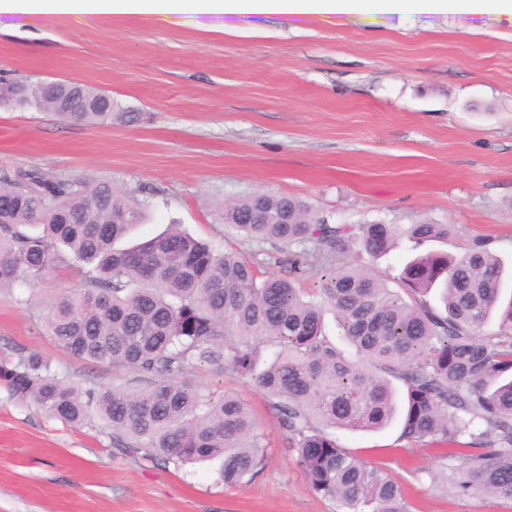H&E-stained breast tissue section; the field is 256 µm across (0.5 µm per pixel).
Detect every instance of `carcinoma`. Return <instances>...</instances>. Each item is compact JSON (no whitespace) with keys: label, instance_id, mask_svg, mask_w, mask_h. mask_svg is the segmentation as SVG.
Wrapping results in <instances>:
<instances>
[{"label":"carcinoma","instance_id":"carcinoma-1","mask_svg":"<svg viewBox=\"0 0 512 512\" xmlns=\"http://www.w3.org/2000/svg\"><path fill=\"white\" fill-rule=\"evenodd\" d=\"M7 83L20 94L1 109L33 108L86 127L138 119L88 84L87 96L69 98L62 112L50 83ZM141 217L140 204L106 178L0 174V292L73 270L82 288L56 299L45 333L74 357L131 369L148 383L82 389L38 352L4 347L0 379L14 395L67 424L97 419L127 456L218 461L221 481L236 486L263 468L267 442L236 393L202 398L194 376L207 365L255 384L310 489L339 512H411L391 474L336 437L394 422L400 439L438 449L455 496L512 501V293L504 263L483 241L460 256L412 257L398 293L346 256L385 255L402 237L417 247L446 240L452 225L330 224L301 199L268 194L223 206L221 221L246 241L311 244L334 266L314 300L296 287L305 251L288 259V275L259 283L260 253H222L178 224L115 248ZM328 310L352 353L325 334ZM494 320L497 330L486 331Z\"/></svg>","mask_w":512,"mask_h":512}]
</instances>
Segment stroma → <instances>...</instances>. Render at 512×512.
I'll return each mask as SVG.
<instances>
[{"mask_svg": "<svg viewBox=\"0 0 512 512\" xmlns=\"http://www.w3.org/2000/svg\"><path fill=\"white\" fill-rule=\"evenodd\" d=\"M0 76L107 90L141 121L90 128L33 109L0 110V172L107 178L158 195L135 242L178 224L226 251L254 250L220 224L246 195L295 196L333 224L455 228L512 266V15H237L75 11L0 15ZM68 275L0 293V348L34 350L81 387H144L137 372L82 360L43 331ZM202 395L233 390L269 446L251 480L224 486L217 463L158 465L121 453L98 422L72 427L0 380V512H338L315 495L286 432L250 382L201 368ZM388 468L413 512H512L446 492L435 449L398 426L339 432Z\"/></svg>", "mask_w": 512, "mask_h": 512, "instance_id": "1", "label": "stroma"}]
</instances>
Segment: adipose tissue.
Masks as SVG:
<instances>
[{
	"label": "adipose tissue",
	"mask_w": 512,
	"mask_h": 512,
	"mask_svg": "<svg viewBox=\"0 0 512 512\" xmlns=\"http://www.w3.org/2000/svg\"><path fill=\"white\" fill-rule=\"evenodd\" d=\"M474 6L512 12V0H0V13H50L148 10L170 14H241L270 12L283 15L305 13H355L368 22L394 10L411 12L458 11Z\"/></svg>",
	"instance_id": "adipose-tissue-1"
}]
</instances>
